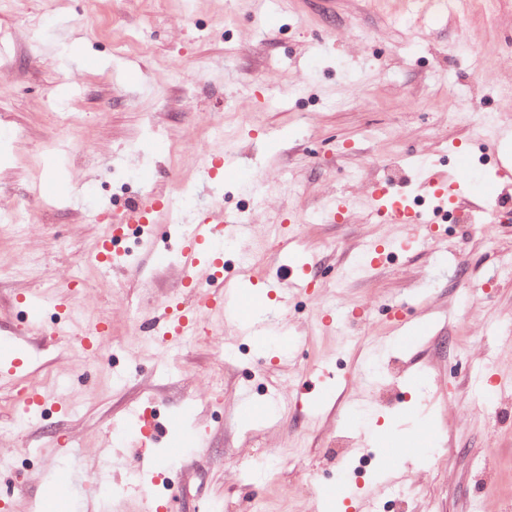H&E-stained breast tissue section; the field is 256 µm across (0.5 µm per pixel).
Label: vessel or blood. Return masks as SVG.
<instances>
[{
  "mask_svg": "<svg viewBox=\"0 0 512 512\" xmlns=\"http://www.w3.org/2000/svg\"><path fill=\"white\" fill-rule=\"evenodd\" d=\"M431 194L434 207L423 213L407 206L399 191L383 192L378 185H370L365 192L373 209L388 223L405 228L406 234L396 242L384 240L369 243L367 253L372 264H381L394 250L411 251L421 238V228H434L438 217L449 207L460 206L463 195L457 181L433 179ZM173 201L168 197L147 196L143 201L128 208L123 216L124 223L144 228L156 223L158 216L171 210ZM254 226L246 219L230 215L223 208L215 207L195 213L182 236L179 268L185 288L199 298L193 308H185L180 301L169 300L164 304L161 319L154 322L150 332L158 349L165 354L178 349L181 337L197 335L208 331L212 316L219 315L231 322L236 334L250 335L254 327L245 313L244 283L224 273V243L228 240L243 242L252 237ZM114 229H107L102 236L97 255L104 270L120 268L122 255L113 248ZM269 296L275 297L280 305H288L291 298L307 293L311 283L305 275L280 268L268 274L265 282ZM19 303L29 309L27 327L39 328L42 335L65 339L76 350L94 349L105 343L104 328L97 325L76 327L71 321L43 324L39 314L34 312L33 298L23 295ZM0 378L15 377L28 358L17 340L16 332L0 336Z\"/></svg>",
  "mask_w": 512,
  "mask_h": 512,
  "instance_id": "1",
  "label": "vessel or blood"
}]
</instances>
